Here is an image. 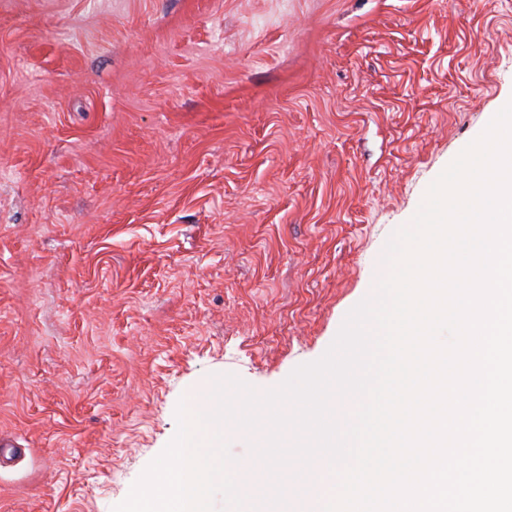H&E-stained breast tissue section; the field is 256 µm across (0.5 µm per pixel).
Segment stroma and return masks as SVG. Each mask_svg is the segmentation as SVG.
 <instances>
[{"mask_svg":"<svg viewBox=\"0 0 512 512\" xmlns=\"http://www.w3.org/2000/svg\"><path fill=\"white\" fill-rule=\"evenodd\" d=\"M512 101V0H0V512H112L213 376L323 356Z\"/></svg>","mask_w":512,"mask_h":512,"instance_id":"1","label":"stroma"}]
</instances>
